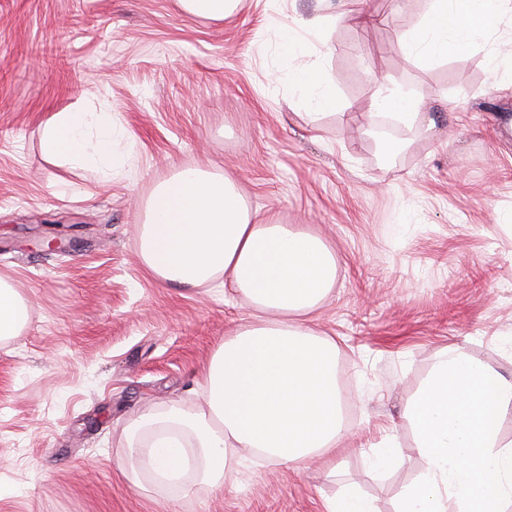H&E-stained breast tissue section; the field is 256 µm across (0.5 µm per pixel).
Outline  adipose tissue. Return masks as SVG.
Returning <instances> with one entry per match:
<instances>
[{
	"instance_id": "1",
	"label": "adipose tissue",
	"mask_w": 512,
	"mask_h": 512,
	"mask_svg": "<svg viewBox=\"0 0 512 512\" xmlns=\"http://www.w3.org/2000/svg\"><path fill=\"white\" fill-rule=\"evenodd\" d=\"M512 0H429L403 40L406 56L430 61L468 52ZM298 32L285 27L290 85L314 124L335 108L334 80L319 63L297 65ZM375 113L405 126L424 117L420 97L392 91ZM112 106L56 113L42 129L44 152L109 178L129 165L116 145ZM141 257L163 282L193 290L224 277L257 311L225 336L202 376L205 405L170 407L129 425L125 459L137 487L218 488L239 449L302 471L332 458L346 431L336 380V345L295 318L314 310L336 281V256L317 235L291 224L256 223L236 183L186 168L160 184L140 226Z\"/></svg>"
}]
</instances>
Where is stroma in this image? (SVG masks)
<instances>
[{"mask_svg":"<svg viewBox=\"0 0 512 512\" xmlns=\"http://www.w3.org/2000/svg\"><path fill=\"white\" fill-rule=\"evenodd\" d=\"M393 0H243L222 20L178 0H0V278L27 306L0 340V512H324L347 484L396 512L423 470L403 416L455 348L512 379V39L502 17L464 54L424 62L402 37L423 18ZM335 17L320 60L338 112L307 125L277 22ZM420 96L434 127L373 115L384 88ZM112 105L131 167L106 181L47 156L56 113ZM236 180L257 222L294 224L335 253L336 284L304 326L336 343L348 437L336 468L298 472L240 450L223 489L135 488L125 428L203 407L201 373L254 310L223 279L165 284L138 226L183 168ZM78 238L70 252L44 240ZM397 437L386 474L374 451Z\"/></svg>","mask_w":512,"mask_h":512,"instance_id":"stroma-1","label":"stroma"}]
</instances>
